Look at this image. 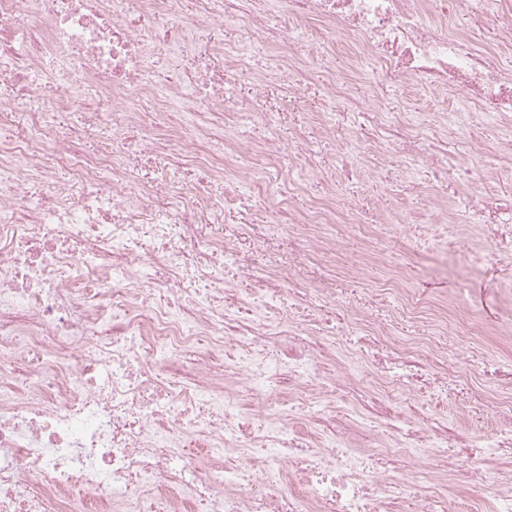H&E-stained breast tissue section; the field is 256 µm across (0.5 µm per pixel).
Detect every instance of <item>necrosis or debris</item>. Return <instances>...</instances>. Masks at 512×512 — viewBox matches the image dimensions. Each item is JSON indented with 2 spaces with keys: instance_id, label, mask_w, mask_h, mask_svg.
Wrapping results in <instances>:
<instances>
[{
  "instance_id": "obj_1",
  "label": "necrosis or debris",
  "mask_w": 512,
  "mask_h": 512,
  "mask_svg": "<svg viewBox=\"0 0 512 512\" xmlns=\"http://www.w3.org/2000/svg\"><path fill=\"white\" fill-rule=\"evenodd\" d=\"M272 2L0 0V512H403L409 489L413 512H446L460 478L473 482L465 512H512V465L488 481L471 467L512 449V398L484 388L500 421L478 438L462 418L422 421L404 402L427 375L411 343L382 357L385 405L348 396L355 373L333 335L372 343L386 328L314 308L292 265L256 268L224 222L243 210L248 230L288 236L318 268L340 246L337 183L381 178V144L429 166L442 192L460 130L512 127V0H281L279 16ZM463 19L490 30L488 49L460 33ZM313 21L365 69L315 73L295 49ZM227 23L265 55L245 104L227 81L240 55L212 39ZM273 82L294 95L319 86L330 105L366 84L367 153L346 142L329 164L306 130L283 137ZM409 85L460 109L429 121L388 111L385 90ZM103 133L109 146H95ZM286 155L321 184L308 207ZM502 219L489 196L467 215L431 204L409 247L494 268L511 288ZM464 224L487 228L479 253H466ZM188 285L199 301L171 307ZM228 339L223 386L201 357L169 379L186 348ZM295 399L316 435L279 414ZM186 436L207 464L181 448ZM433 448L448 458L441 479Z\"/></svg>"
}]
</instances>
